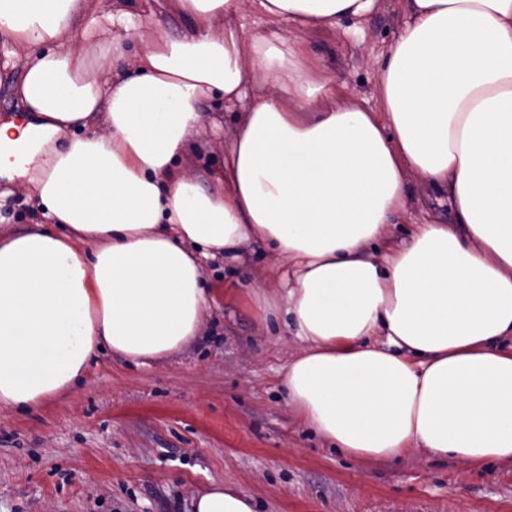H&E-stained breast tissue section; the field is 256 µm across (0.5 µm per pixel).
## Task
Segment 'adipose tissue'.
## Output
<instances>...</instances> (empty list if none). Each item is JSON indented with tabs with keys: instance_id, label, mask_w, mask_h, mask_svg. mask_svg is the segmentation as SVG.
Masks as SVG:
<instances>
[{
	"instance_id": "obj_1",
	"label": "adipose tissue",
	"mask_w": 512,
	"mask_h": 512,
	"mask_svg": "<svg viewBox=\"0 0 512 512\" xmlns=\"http://www.w3.org/2000/svg\"><path fill=\"white\" fill-rule=\"evenodd\" d=\"M163 2L188 25L146 42L149 15L103 0H0L40 117L0 124V173L42 216L0 234V407L73 390L106 350H181L210 302L204 259L261 242L285 273L251 298L302 343L282 384L306 427L361 461L512 463V0H406L374 110L338 104L298 38L224 24L242 0ZM254 3L319 30L377 0ZM206 100L243 108L209 189L183 165ZM411 175L456 222L427 217L390 250ZM193 510L255 512L221 482Z\"/></svg>"
}]
</instances>
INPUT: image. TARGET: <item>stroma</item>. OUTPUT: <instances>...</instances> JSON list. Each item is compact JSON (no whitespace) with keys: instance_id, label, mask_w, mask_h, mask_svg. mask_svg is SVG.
I'll use <instances>...</instances> for the list:
<instances>
[{"instance_id":"35a3bbf8","label":"stroma","mask_w":512,"mask_h":512,"mask_svg":"<svg viewBox=\"0 0 512 512\" xmlns=\"http://www.w3.org/2000/svg\"><path fill=\"white\" fill-rule=\"evenodd\" d=\"M406 19L380 0L328 33L300 32L347 101L378 105V70ZM218 137L191 152L207 175L224 162L235 112L213 108ZM0 182V230L40 220L32 200ZM408 210L393 245L433 215L452 223L446 195L408 180ZM280 262L248 245L206 268L211 309L199 336L161 361L101 353L78 388L25 411L0 408V512H191L192 496L223 482L256 512H512V463L473 466L414 451L359 462L302 426L281 374L300 344L285 322L263 324L250 289H275Z\"/></svg>"}]
</instances>
